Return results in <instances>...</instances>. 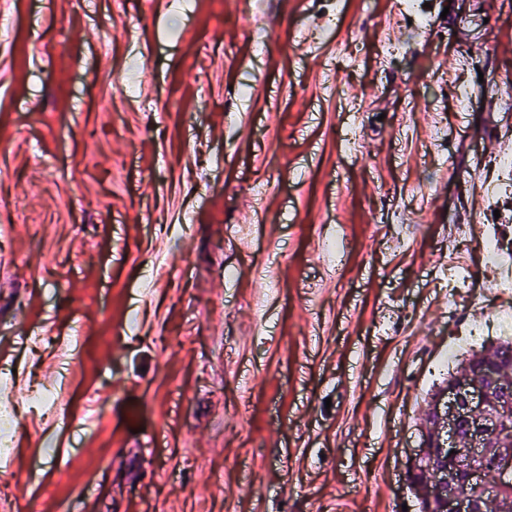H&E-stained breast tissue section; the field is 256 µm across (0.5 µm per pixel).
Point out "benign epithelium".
Wrapping results in <instances>:
<instances>
[{"label":"benign epithelium","instance_id":"7a95c632","mask_svg":"<svg viewBox=\"0 0 512 512\" xmlns=\"http://www.w3.org/2000/svg\"><path fill=\"white\" fill-rule=\"evenodd\" d=\"M421 431L407 471L421 512H512L511 353L468 359L432 398Z\"/></svg>","mask_w":512,"mask_h":512}]
</instances>
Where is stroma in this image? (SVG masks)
<instances>
[{"label": "stroma", "mask_w": 512, "mask_h": 512, "mask_svg": "<svg viewBox=\"0 0 512 512\" xmlns=\"http://www.w3.org/2000/svg\"><path fill=\"white\" fill-rule=\"evenodd\" d=\"M511 92L512 0H0V499L419 512L430 396L512 318Z\"/></svg>", "instance_id": "obj_1"}]
</instances>
